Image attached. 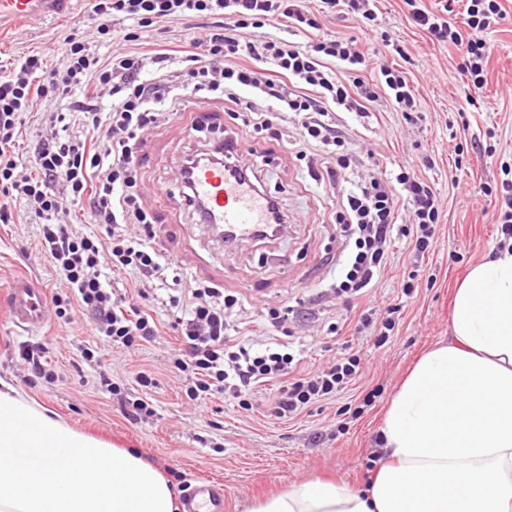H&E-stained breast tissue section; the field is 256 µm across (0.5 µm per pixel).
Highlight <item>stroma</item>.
<instances>
[{"label": "stroma", "mask_w": 512, "mask_h": 512, "mask_svg": "<svg viewBox=\"0 0 512 512\" xmlns=\"http://www.w3.org/2000/svg\"><path fill=\"white\" fill-rule=\"evenodd\" d=\"M501 4L505 19L481 34L491 55L487 82L476 92L456 68V48L432 42L412 22L404 0H377L378 19L371 27L332 16L325 21L328 30L357 37L365 47H381L380 35L385 31L406 47L404 67L425 123L406 124L391 104L378 102L365 121L346 117L340 130L349 151L358 156L369 146L396 163L417 164L423 154H430L435 164L423 174L443 204L428 276L417 280V291L394 341L380 349L362 347L363 375L350 391L291 421L270 415L265 390L249 411L233 410L219 400L197 407L189 403L181 382L169 370V329L132 351L103 343L78 311L66 318L48 315L36 331L15 327L7 312V286L12 279L27 275L49 289L60 285L40 250L37 225L15 198L8 201L10 223H0V377L11 380L28 401L55 410L76 430L136 449L159 470L181 471L188 484L203 478L222 483L224 512H248L256 498L318 476L366 489L386 404L417 355L447 338L453 289L469 267L489 259L496 246L494 205L502 194L503 170L512 168V0ZM91 7L92 0H71L68 9L54 18L0 26V61L35 50L43 52L49 64H56L65 34ZM471 94L477 99L473 107L466 101ZM209 110L214 118L205 133L192 128L199 115L192 102L182 118L146 136L140 172L144 203L157 221L156 247L182 255L183 278L223 284L249 302L272 305L301 299L306 307H319L330 317L342 312V298L328 289L338 254V231L329 221L334 199L309 176L305 164L293 160L276 142L268 144L273 160L263 167L262 175L266 189L288 216L282 238L226 246L210 227L190 223L187 209L174 194L179 166L207 143L247 132L221 103H211ZM461 116L467 129L451 133L450 123ZM460 143L465 146L461 153L456 150ZM411 269L406 242H397L390 268L370 293L373 304L381 307L396 299L402 276ZM291 330L307 342L303 368L319 366L344 348L343 338L326 335L322 322H295ZM25 341L38 346L46 364L58 374L57 382L27 376L19 356ZM85 347L95 352L97 363L82 362ZM102 370L131 390L137 387L138 371L152 372L157 381L151 391L155 416L128 421L116 399L97 387ZM376 386L381 396L372 406H363L362 392ZM347 406L361 414L350 422L347 433L335 435L336 412Z\"/></svg>", "instance_id": "stroma-1"}]
</instances>
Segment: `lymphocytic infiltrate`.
Wrapping results in <instances>:
<instances>
[{
    "mask_svg": "<svg viewBox=\"0 0 512 512\" xmlns=\"http://www.w3.org/2000/svg\"><path fill=\"white\" fill-rule=\"evenodd\" d=\"M336 13L377 19L372 0H320L315 9L307 0H94L98 33L111 36L113 24L122 23L125 50L98 56L74 27L64 38V66H48L32 51L0 75V191L24 199L40 227L41 249L67 288L52 297L57 316L71 308L89 313L94 336L139 347L155 340L158 324L113 287L111 275L130 272L159 283L168 291V324L177 341L172 367L190 401L221 399L249 411L261 387L270 384L271 415L289 421L342 394L362 375L356 351L302 369L304 344L287 328L291 306L266 308L269 336L255 340L242 332L243 298L214 283L184 282L173 255L152 245L155 219L143 202L137 163L145 134L173 121L188 89L241 114L254 141L282 140V123H292L296 159L314 180L337 187L357 160L336 131V113L364 118L383 98L409 124L422 115L406 72L386 60V51L397 48L391 35L382 34L383 51L364 49L354 38L325 31L324 18ZM410 16L431 40L455 46L459 70L474 88L484 86L490 51L479 34L503 20L500 0H467L460 23L418 6ZM198 17L211 24L190 38L188 54L163 47L138 51L144 31ZM250 28L257 37L246 38ZM369 69L375 75L370 82L362 77ZM55 95L67 98L66 110L44 113L48 133L24 140L27 114ZM22 142L25 163L16 151ZM366 158L367 174L336 200L342 250L332 291L350 301L364 299L400 239L414 268L396 302L382 311L368 306L342 315L326 333L339 336L350 327L379 349L393 339L413 281L434 250L442 206L417 165L384 175L374 150ZM76 206L91 223L105 225V235L74 231Z\"/></svg>",
    "mask_w": 512,
    "mask_h": 512,
    "instance_id": "1",
    "label": "lymphocytic infiltrate"
}]
</instances>
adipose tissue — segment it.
Instances as JSON below:
<instances>
[{
	"label": "adipose tissue",
	"instance_id": "obj_1",
	"mask_svg": "<svg viewBox=\"0 0 512 512\" xmlns=\"http://www.w3.org/2000/svg\"><path fill=\"white\" fill-rule=\"evenodd\" d=\"M368 490L304 481L251 512H512V251L455 288L447 340L385 412ZM0 512H178L137 453L68 426L0 380Z\"/></svg>",
	"mask_w": 512,
	"mask_h": 512
}]
</instances>
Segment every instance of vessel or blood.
Segmentation results:
<instances>
[{
    "instance_id": "vessel-or-blood-1",
    "label": "vessel or blood",
    "mask_w": 512,
    "mask_h": 512,
    "mask_svg": "<svg viewBox=\"0 0 512 512\" xmlns=\"http://www.w3.org/2000/svg\"><path fill=\"white\" fill-rule=\"evenodd\" d=\"M70 0H0V21H41L64 12ZM243 147L234 141H218L202 157L187 185L186 202L199 223L223 227L235 243L261 240L272 219L276 200L254 183L247 166L236 163ZM13 324L40 328L45 321L46 290L32 279H15L9 292ZM183 512H224V488L210 481L195 485L182 504Z\"/></svg>"
}]
</instances>
